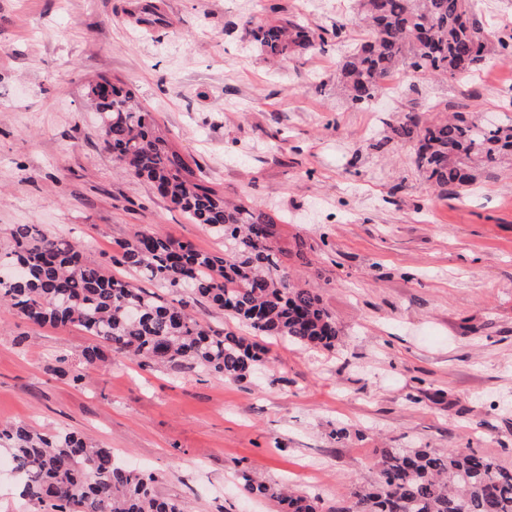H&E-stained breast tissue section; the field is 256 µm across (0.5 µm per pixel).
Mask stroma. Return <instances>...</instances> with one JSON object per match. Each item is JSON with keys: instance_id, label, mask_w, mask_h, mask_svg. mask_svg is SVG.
Here are the masks:
<instances>
[{"instance_id": "stroma-1", "label": "stroma", "mask_w": 512, "mask_h": 512, "mask_svg": "<svg viewBox=\"0 0 512 512\" xmlns=\"http://www.w3.org/2000/svg\"><path fill=\"white\" fill-rule=\"evenodd\" d=\"M145 2L0 0V251L36 224L101 262L137 232L223 254L105 150L86 92L106 77L208 185L279 215L274 247L334 317L336 347L260 336L263 366L228 381L107 346L76 384L58 360L80 363L90 337L0 309V426L78 432L189 512H277L245 471L329 507L375 482L385 448L468 446L512 468V167L444 194L388 138L413 103L508 117L512 61L400 73L358 109L319 87L344 46L275 62L249 46L276 16L331 31L356 0H154L153 25Z\"/></svg>"}]
</instances>
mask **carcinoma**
I'll use <instances>...</instances> for the list:
<instances>
[{
	"label": "carcinoma",
	"instance_id": "carcinoma-1",
	"mask_svg": "<svg viewBox=\"0 0 512 512\" xmlns=\"http://www.w3.org/2000/svg\"><path fill=\"white\" fill-rule=\"evenodd\" d=\"M359 22L369 38L348 48L336 87L352 106L365 108L400 70L420 79H452L502 56L512 44L492 41L477 0H359ZM268 58L325 44L297 21L279 19L251 31ZM110 92L91 97L101 139L131 174L148 181L195 224L224 238V255L203 252L161 235L137 234L120 245L112 264L147 282L135 285L35 224H17L4 262L20 277L0 279V306L44 325H70L97 344L85 363L103 359L101 345L126 351L145 364L197 365L241 380L263 364L257 344L234 331L196 319L190 301L205 299L260 336L329 349L338 329L312 288L299 286L281 267L272 245L276 216L224 201L169 143L134 94L105 78ZM389 139L414 144L416 169L444 192L468 185L475 172L495 173L512 156V119L478 122L468 112L423 120L415 111L390 127ZM188 291L189 299L168 296ZM14 459L24 499L43 512H186L154 489V477L117 465L109 448L74 432L43 434L23 425L0 426V443ZM376 487L353 488L328 512H512V469L471 448H384ZM245 492L278 501L281 512H322L321 502L285 493L242 474Z\"/></svg>",
	"mask_w": 512,
	"mask_h": 512
}]
</instances>
